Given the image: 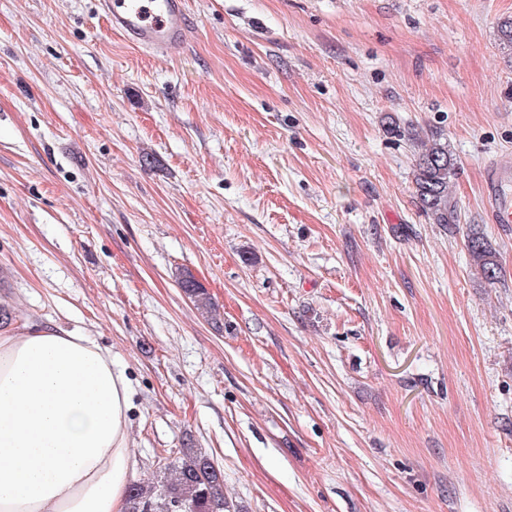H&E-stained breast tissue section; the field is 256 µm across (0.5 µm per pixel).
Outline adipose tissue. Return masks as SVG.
<instances>
[{
    "label": "adipose tissue",
    "mask_w": 512,
    "mask_h": 512,
    "mask_svg": "<svg viewBox=\"0 0 512 512\" xmlns=\"http://www.w3.org/2000/svg\"><path fill=\"white\" fill-rule=\"evenodd\" d=\"M130 396L90 337L1 330L0 512H126Z\"/></svg>",
    "instance_id": "obj_1"
}]
</instances>
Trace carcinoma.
<instances>
[{
    "label": "carcinoma",
    "mask_w": 512,
    "mask_h": 512,
    "mask_svg": "<svg viewBox=\"0 0 512 512\" xmlns=\"http://www.w3.org/2000/svg\"><path fill=\"white\" fill-rule=\"evenodd\" d=\"M455 158L448 139L441 132L418 152L415 188L419 202L435 224L457 226V205L448 195V183L455 175ZM465 246L481 277L496 284L504 277L496 249L477 228L464 236ZM180 288L201 315L212 320L216 305L205 288L187 272L179 278ZM128 512H172L176 504L183 512H230L224 496V471L209 456L193 448L164 465V477L152 484L134 481L128 491Z\"/></svg>",
    "instance_id": "cac0c4a2"
}]
</instances>
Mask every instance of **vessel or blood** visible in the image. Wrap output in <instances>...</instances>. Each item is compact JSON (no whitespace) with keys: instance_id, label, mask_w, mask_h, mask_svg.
<instances>
[{"instance_id":"1","label":"vessel or blood","mask_w":512,"mask_h":512,"mask_svg":"<svg viewBox=\"0 0 512 512\" xmlns=\"http://www.w3.org/2000/svg\"><path fill=\"white\" fill-rule=\"evenodd\" d=\"M97 12L110 30L150 52L179 48L192 33L185 0H97ZM486 200L494 222L512 226V162L490 166Z\"/></svg>"}]
</instances>
